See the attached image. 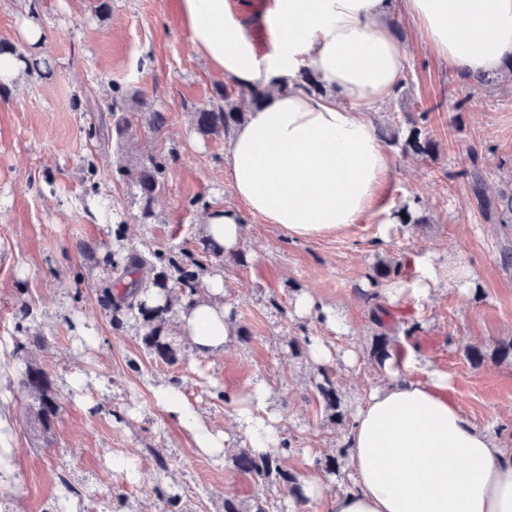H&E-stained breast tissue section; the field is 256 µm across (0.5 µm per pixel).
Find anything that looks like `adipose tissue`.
<instances>
[{
	"mask_svg": "<svg viewBox=\"0 0 512 512\" xmlns=\"http://www.w3.org/2000/svg\"><path fill=\"white\" fill-rule=\"evenodd\" d=\"M398 8L439 55L472 75L498 71L512 56V0H265L272 25L265 46L231 0H180L189 46L213 75L267 93L224 155L246 210L210 208L206 237L230 253L248 213L310 240L366 212L389 157L364 109L388 99L400 80L405 50L390 24ZM303 67L325 94L296 87ZM223 296V279L212 276L206 297L178 310L198 353L223 351L235 334ZM417 365L413 351H398L383 367L386 384L354 415L348 484L331 512H512V448L463 415L448 397L446 374L412 379ZM156 399L196 448L225 453L228 435L205 426L178 388L159 387ZM269 399L262 382L235 399L237 428L256 453L280 441Z\"/></svg>",
	"mask_w": 512,
	"mask_h": 512,
	"instance_id": "1",
	"label": "adipose tissue"
}]
</instances>
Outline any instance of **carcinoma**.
Returning <instances> with one entry per match:
<instances>
[{"label":"carcinoma","mask_w":512,"mask_h":512,"mask_svg":"<svg viewBox=\"0 0 512 512\" xmlns=\"http://www.w3.org/2000/svg\"><path fill=\"white\" fill-rule=\"evenodd\" d=\"M295 87L309 93L323 94L324 87L317 76L309 69L299 72ZM267 93L260 89L244 88L230 82L224 83L219 91V99L210 102L194 113V126L197 133L207 138L210 136H228L243 124L248 111L258 108ZM141 112L147 127L154 131L161 130L167 123L166 113L148 104L136 94H126L112 100V119L119 136L131 128L128 113ZM429 110L423 109L415 114L410 110L403 113L402 123H391L392 132L389 142L401 145V152L408 156H431L436 152L437 143L424 133L422 123L428 119ZM405 131L404 140H399L400 131ZM473 168L464 172L471 179L472 189L480 201L484 216L500 224H512V189L502 191L495 199L489 198L484 189V181L478 168V152L470 149ZM167 167V161L154 157L148 158L133 169L120 167L117 173L138 191L141 206V219L149 220L154 216L152 203L160 179ZM178 271V276L170 277L166 267ZM152 276V286L162 296V302L150 305L137 299L142 289L143 274ZM400 274V265L380 264L373 269V284ZM118 283L124 284L122 292H112L107 288L102 295V305L112 310L113 322L120 326L124 319L131 317L145 328L141 337L142 344L148 354L156 359L172 364L177 361L178 348L165 333L166 316L173 309V301H181L197 294L195 274L177 267L171 258L160 252L151 254V258L141 256L138 251L129 253L123 266ZM394 349V339L386 332L375 337L371 348V357L379 366H384ZM322 381L316 384V390L326 409L332 411L331 418L341 422L345 414L340 410L341 397L336 390L335 382L327 372H322ZM21 391L37 402L36 421L42 429H50L53 419L58 414L59 405L53 393L48 374L38 368L29 367L18 382ZM278 453L256 454L249 448H241L235 455L237 468L258 480H278L285 492L291 496L295 504L300 506L308 502L302 482L292 473L284 470Z\"/></svg>","instance_id":"cac0c4a2"}]
</instances>
